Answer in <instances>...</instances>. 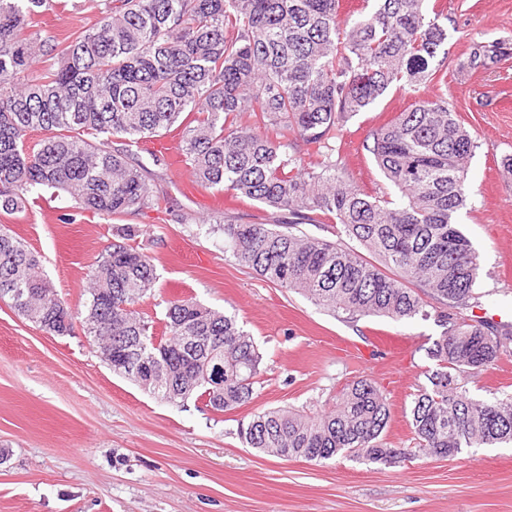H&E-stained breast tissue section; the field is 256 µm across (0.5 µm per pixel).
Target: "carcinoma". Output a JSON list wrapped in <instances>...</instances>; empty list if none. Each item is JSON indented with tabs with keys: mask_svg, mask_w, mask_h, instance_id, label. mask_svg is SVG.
Wrapping results in <instances>:
<instances>
[{
	"mask_svg": "<svg viewBox=\"0 0 512 512\" xmlns=\"http://www.w3.org/2000/svg\"><path fill=\"white\" fill-rule=\"evenodd\" d=\"M49 0H0V210L21 208L40 190L72 197L104 217L160 207L149 168L132 147L179 129L193 181L288 216V223L337 225L336 241L266 224L224 222V248L237 263L331 313L396 321L435 316L437 367L412 401L418 451L451 458L465 448L512 442V396L477 399L466 379L512 350V331L470 322L478 303L480 255L456 216L471 196L476 148L445 93L419 95L448 39L427 0H373L348 13L340 0H100L97 21L65 40L30 31ZM498 44H473L469 65L489 68ZM44 57L39 77H26ZM409 105L363 143L397 199L348 185L336 160L344 119L389 88ZM50 133L30 145L29 133ZM121 228L91 274L84 311L68 318L38 256L0 225V298L22 288L15 310L56 336L80 322L112 337V371L148 385L164 355L178 404L191 396L220 412L252 400L262 355L232 315L191 297L167 303L160 328L134 306L152 289L151 258ZM357 241L358 251L343 242ZM380 258L369 262L362 251ZM435 301L427 310V299ZM224 367V386L192 377L207 358ZM390 405L360 380L329 411L286 408L238 427L250 448L283 460L323 462L345 455L394 467L411 453L389 448Z\"/></svg>",
	"mask_w": 512,
	"mask_h": 512,
	"instance_id": "1",
	"label": "carcinoma"
}]
</instances>
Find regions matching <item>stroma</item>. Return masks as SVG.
I'll use <instances>...</instances> for the list:
<instances>
[{
    "label": "stroma",
    "mask_w": 512,
    "mask_h": 512,
    "mask_svg": "<svg viewBox=\"0 0 512 512\" xmlns=\"http://www.w3.org/2000/svg\"><path fill=\"white\" fill-rule=\"evenodd\" d=\"M97 0H57L40 17L47 34L91 26ZM448 30V59L421 87H447L459 120L478 146L469 162L473 195L457 222L481 257L479 303L468 318L512 326V0H431ZM500 43L491 68L470 67L473 42ZM410 101L391 89L345 119L336 138L344 180L365 193L391 186L363 142ZM160 208L114 218L79 210L44 191L0 212V224L41 261L71 310L83 308L90 274L120 228L137 225L134 246L157 279L139 309L162 319L167 302L193 296L233 315L263 356L252 400L217 412L191 399L169 404L117 376L83 326L54 336L0 302V512H512V443L469 448L451 459L420 456L379 467L346 456L285 461L247 447L239 422L291 407L333 408L355 382L377 383L390 403L383 439L413 445L411 402L443 328L435 318L395 321L332 314L294 290L241 267L224 248V220L272 224L273 210L223 190L187 191L185 165L152 166ZM473 397L512 394V355L469 377Z\"/></svg>",
    "instance_id": "1"
}]
</instances>
